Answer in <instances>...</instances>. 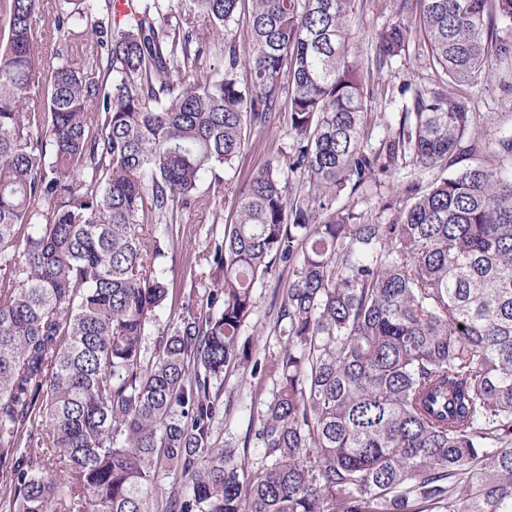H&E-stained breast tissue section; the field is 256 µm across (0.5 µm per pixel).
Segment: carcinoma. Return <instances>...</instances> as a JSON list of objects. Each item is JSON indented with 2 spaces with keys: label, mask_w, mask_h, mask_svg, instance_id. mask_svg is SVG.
<instances>
[{
  "label": "carcinoma",
  "mask_w": 512,
  "mask_h": 512,
  "mask_svg": "<svg viewBox=\"0 0 512 512\" xmlns=\"http://www.w3.org/2000/svg\"><path fill=\"white\" fill-rule=\"evenodd\" d=\"M242 2L0 0V512H512V137L468 94L512 58L494 32L512 0H404L416 31L386 26L379 63L415 34L455 92L416 90L375 150L356 0H251L244 61ZM192 16L224 32L223 71L190 49ZM284 96L307 185L272 163L246 183L202 255L205 302L147 356L169 295L159 234L211 207L202 175ZM407 157L433 178L405 183L391 223L333 207ZM276 261L283 350L249 471L212 428ZM162 470L188 483L161 506Z\"/></svg>",
  "instance_id": "carcinoma-1"
}]
</instances>
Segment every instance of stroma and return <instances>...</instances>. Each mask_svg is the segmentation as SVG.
<instances>
[{"instance_id":"35a3bbf8","label":"stroma","mask_w":512,"mask_h":512,"mask_svg":"<svg viewBox=\"0 0 512 512\" xmlns=\"http://www.w3.org/2000/svg\"><path fill=\"white\" fill-rule=\"evenodd\" d=\"M393 22L414 26V9L402 7L401 0H356L352 42L368 90L366 146L370 149L378 148L390 129L398 128L406 103L402 94L404 86L430 88L436 80L435 70L415 47L391 63L377 64L378 33ZM470 97L476 111L491 119L494 133L512 135V62L499 64L486 81L473 88ZM296 150V137L288 114L281 111L271 122L252 127L235 161V176L231 183L220 189L210 176H203L200 193H214L218 199L207 214L184 210L180 224L174 225L162 244L155 267L165 277L170 295L165 308L149 328L150 339H157L175 327L182 300L203 297L212 272L198 256L208 245L222 239L225 225L234 222L241 187L270 160L288 162L294 158ZM421 176L412 161L403 160L357 193L341 192L336 204L362 214L366 222L388 224L396 215L392 205L399 202L403 184ZM289 277L287 267L278 264L255 285L256 309L243 324L239 336L251 361L268 366L281 354L283 344L274 325L282 290L287 287ZM272 389L273 379L265 373L254 377L247 370L234 368L224 376L219 413L213 425V441L219 446L227 441L238 446L251 468L263 456L255 429Z\"/></svg>"}]
</instances>
